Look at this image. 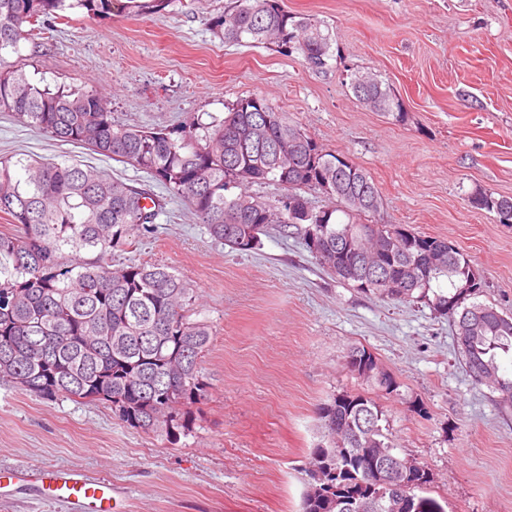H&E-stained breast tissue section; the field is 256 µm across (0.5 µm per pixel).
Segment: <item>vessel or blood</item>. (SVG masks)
Listing matches in <instances>:
<instances>
[{"instance_id":"1","label":"vessel or blood","mask_w":512,"mask_h":512,"mask_svg":"<svg viewBox=\"0 0 512 512\" xmlns=\"http://www.w3.org/2000/svg\"><path fill=\"white\" fill-rule=\"evenodd\" d=\"M20 482L34 481L45 491L47 498L77 507L99 503L108 507L109 512H121L120 498L110 480L104 478H84L71 473L49 468H38L35 472L17 471Z\"/></svg>"}]
</instances>
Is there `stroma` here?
Masks as SVG:
<instances>
[{"label":"stroma","instance_id":"stroma-1","mask_svg":"<svg viewBox=\"0 0 512 512\" xmlns=\"http://www.w3.org/2000/svg\"><path fill=\"white\" fill-rule=\"evenodd\" d=\"M229 0H172L159 13L91 21L67 11L21 41L32 79L96 90L122 123L157 127L256 95L328 153L364 169L382 204L369 224L450 241L512 314V224L471 207L478 190L512 198V0H282L334 36L325 69L299 52L228 44L207 21ZM393 88L404 121L359 101L353 71ZM77 161L163 188L150 174L51 139L0 112V159ZM113 262L190 279L214 340L206 399L177 441L123 424L104 403L47 400L0 380V472L54 467L110 480L124 512H299L320 441L315 409L347 391L372 397L400 457L423 464L445 512H512V404L468 375L454 319L329 274L301 238L269 231L239 253L214 241L182 199ZM369 349L397 381L384 394L344 358Z\"/></svg>","mask_w":512,"mask_h":512}]
</instances>
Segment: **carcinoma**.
I'll return each instance as SVG.
<instances>
[{
  "label": "carcinoma",
  "instance_id": "1",
  "mask_svg": "<svg viewBox=\"0 0 512 512\" xmlns=\"http://www.w3.org/2000/svg\"><path fill=\"white\" fill-rule=\"evenodd\" d=\"M172 0H0V112L61 142L73 143L150 174L168 197L184 199L198 224L217 242L240 252L256 248L260 235L275 224L294 232L315 260L336 277L393 301L430 298L434 310L461 316L477 310L485 322L460 346L466 371L478 367L493 377L489 386L512 392V377L500 373L497 351L512 350V323L498 318L491 304L474 298L484 283L456 248L437 264L424 246L448 248V241L420 235L399 224H379L360 249H385L384 274L394 278L402 266L415 267L410 286L392 288L365 275L363 262L343 253L347 235L362 226L368 211L357 206L360 194L380 195L370 175L352 164L336 173L337 156L328 154L285 113L263 98L247 96L227 104L224 117H196L172 127L146 128L112 121L109 100L96 91L65 84L39 87L24 68L7 57L20 42L48 29L49 21L69 9L90 20L128 11L152 15ZM208 25L225 43L274 46L298 51L316 70L331 57L332 34L322 21L289 13L280 0H231ZM355 96L398 121L402 105L375 74L349 76ZM276 181L297 200V214L278 198L262 200L243 186ZM314 189L343 205L316 209L302 190ZM475 197L489 210L512 212V198L486 192ZM167 197H150L136 183L105 175L96 167L41 162L28 157L0 159V213L20 233L0 234V378L44 399L60 396L112 406L132 428L154 410L187 431V407L206 396L201 359L212 327L190 318L197 292L188 279L162 264L109 261L112 252L132 244L136 233L154 230ZM445 278L447 290H432ZM116 336L129 337V351L115 356ZM50 366L29 359L32 348ZM324 436L343 438L356 430L357 448L394 450L380 421L383 410L360 393H338L316 407ZM346 467L344 480L355 488L365 481L330 447ZM301 512H332L324 494L309 489Z\"/></svg>",
  "mask_w": 512,
  "mask_h": 512
}]
</instances>
